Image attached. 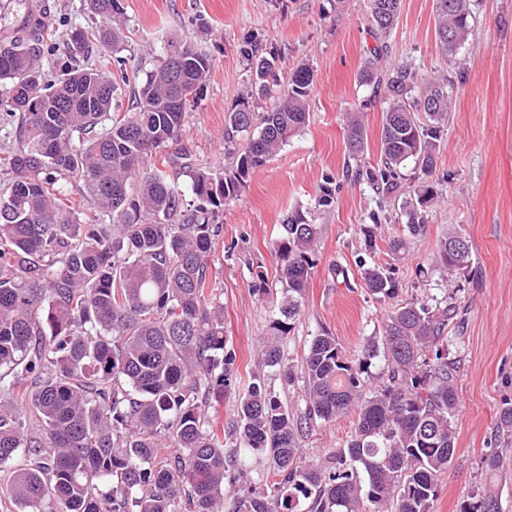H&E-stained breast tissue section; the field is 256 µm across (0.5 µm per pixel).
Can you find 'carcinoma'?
<instances>
[{
    "mask_svg": "<svg viewBox=\"0 0 512 512\" xmlns=\"http://www.w3.org/2000/svg\"><path fill=\"white\" fill-rule=\"evenodd\" d=\"M96 31L66 34L62 73L44 77L40 49L0 44V120L17 121L16 144L0 157V466L24 453L10 496L28 512H430L439 477L456 454L457 358L450 357L461 309L407 299L390 311L382 340H369L358 366L328 332L314 336L301 363L305 411L296 416L265 382L241 385L227 348L223 292L209 257L216 223L255 170L306 124L314 84L309 65L282 83L274 58L243 48L251 95L273 100L254 112L244 98L224 118V173L186 164L183 185L144 168L176 140L200 101L214 60L169 40L150 69L126 71L120 0H84ZM401 0H369L376 45L363 78L388 103L377 194L399 189L401 170L436 167L437 140L452 101L447 77L418 80L389 63L387 33ZM437 34L450 53L471 33L468 0H437ZM112 53L119 77L89 62ZM130 87L128 107L112 111ZM348 159L364 154L361 123L347 129ZM83 184L108 217L99 224L74 204ZM277 244L283 287L279 317L261 351L281 368L282 344L301 314L319 228L297 214ZM448 275L471 262L468 241L439 243ZM359 264L368 293L393 298L390 272ZM383 358L387 378L359 399L361 375ZM236 409L214 416L229 393ZM356 411L346 447L321 464L298 456V436ZM250 457L268 461L255 475ZM497 475L503 455L483 457ZM463 512H500L494 485Z\"/></svg>",
    "mask_w": 512,
    "mask_h": 512,
    "instance_id": "1",
    "label": "carcinoma"
}]
</instances>
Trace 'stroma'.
<instances>
[{"label":"stroma","mask_w":512,"mask_h":512,"mask_svg":"<svg viewBox=\"0 0 512 512\" xmlns=\"http://www.w3.org/2000/svg\"><path fill=\"white\" fill-rule=\"evenodd\" d=\"M127 70L147 66L170 38L207 50L214 59L210 82L177 141L152 164L190 151L198 166L220 171L224 164V116L250 90L249 69L240 48L258 38L276 58L280 79L299 64L314 70L305 127L274 158L256 169L239 199L218 221L223 236L210 256V270L224 291V329L237 353L243 381L260 376L289 411L304 410L301 381L285 383L265 367L259 344L276 315V305L250 287L255 269L270 284L280 276L275 259L281 224L299 213L320 234L302 314L284 344L285 366L299 372L312 338L336 336L345 356L357 360L367 340L380 339L387 313L397 300L453 297L466 306L461 336L458 410L453 419L456 455L438 482L430 512H462L484 483L481 460L502 451L506 469L496 486L501 512H512V439L499 437L503 407L512 405V0H469L473 34L452 55L435 35L436 0H402L400 16L387 35L390 56L407 62L419 78L448 76L455 108L438 141L432 174L405 169L399 193L382 199L368 180L345 175V129L359 118L364 129L365 169L380 165L382 94L362 79L375 41L368 0H121ZM38 15L53 38L100 21L83 0H0V42L34 44L27 25ZM332 180L330 205L318 203L319 187ZM436 188V203L423 208V233L406 252L392 255L390 240L404 236L405 213L417 202L416 186ZM376 225V247L365 253L362 228ZM456 230L471 245V263L449 276L438 258V243ZM392 272L396 299L377 301L364 285L359 259ZM355 413L321 423L299 438L307 460H323L345 447Z\"/></svg>","instance_id":"obj_1"}]
</instances>
